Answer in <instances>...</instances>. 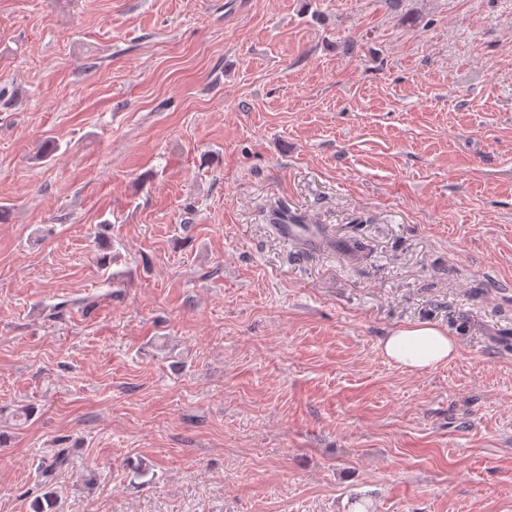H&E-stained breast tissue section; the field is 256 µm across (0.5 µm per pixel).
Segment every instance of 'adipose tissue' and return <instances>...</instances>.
<instances>
[{
    "instance_id": "adipose-tissue-1",
    "label": "adipose tissue",
    "mask_w": 512,
    "mask_h": 512,
    "mask_svg": "<svg viewBox=\"0 0 512 512\" xmlns=\"http://www.w3.org/2000/svg\"><path fill=\"white\" fill-rule=\"evenodd\" d=\"M385 355L414 371H424L448 362L457 347L448 334L432 325L413 324L392 330L387 336Z\"/></svg>"
}]
</instances>
